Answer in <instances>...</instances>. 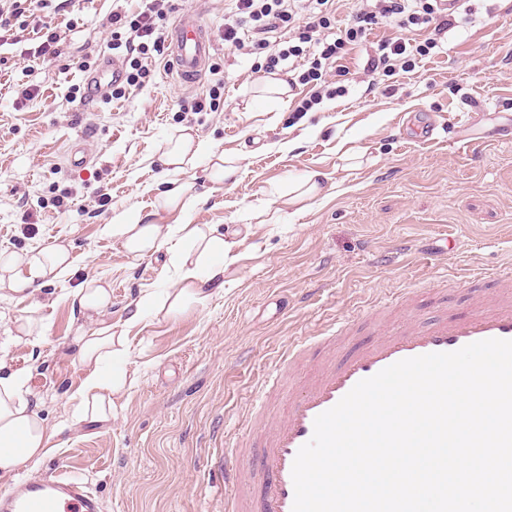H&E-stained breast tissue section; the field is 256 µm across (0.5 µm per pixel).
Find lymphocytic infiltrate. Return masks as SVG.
<instances>
[{"label":"lymphocytic infiltrate","instance_id":"lymphocytic-infiltrate-1","mask_svg":"<svg viewBox=\"0 0 512 512\" xmlns=\"http://www.w3.org/2000/svg\"><path fill=\"white\" fill-rule=\"evenodd\" d=\"M26 2L0 0V31L8 30L15 22L20 30L42 34L34 58L47 62L57 59L61 54L59 35L49 30L46 21H25ZM334 4L335 0H233L224 20V43L260 59V69L267 74L275 73L280 62L301 59L298 81L313 86L314 91L299 101L297 109L309 112L322 100L320 90L326 85L327 64L342 60L352 46L365 41L374 25L386 23L401 29L431 28L438 32L453 25L445 0H360L345 28L335 38L327 39L323 33L332 26ZM172 10L170 0H148L140 12L113 13L112 47L123 52L126 72L123 82L113 85L112 98L125 97L127 87L150 78L152 61L163 52L164 30ZM281 28L292 31V38L269 40V33ZM436 46L433 38L415 44L397 36L382 40L368 69L413 71L417 59L432 55Z\"/></svg>","mask_w":512,"mask_h":512}]
</instances>
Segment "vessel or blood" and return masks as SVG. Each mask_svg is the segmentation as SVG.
<instances>
[{
	"mask_svg": "<svg viewBox=\"0 0 512 512\" xmlns=\"http://www.w3.org/2000/svg\"><path fill=\"white\" fill-rule=\"evenodd\" d=\"M215 45L199 15H181L171 29L168 54L181 83L199 81ZM124 70L117 58H104L88 72L89 99L107 101ZM473 296L465 311L435 299L436 316L402 322L390 331L377 327L379 310L316 336L296 339L255 394L252 416L262 422L257 437L235 450V464L209 470L229 492L230 512H292V465L310 440L315 418L336 405L353 386L385 367L410 357L452 352L485 339L512 340V278L470 281ZM307 369L299 392L289 394L288 412L267 420L269 403L284 392L289 377ZM103 503L88 484L65 467L39 481H22L0 495V512H102Z\"/></svg>",
	"mask_w": 512,
	"mask_h": 512,
	"instance_id": "vessel-or-blood-1",
	"label": "vessel or blood"
}]
</instances>
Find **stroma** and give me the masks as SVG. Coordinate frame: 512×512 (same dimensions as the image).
<instances>
[{
  "mask_svg": "<svg viewBox=\"0 0 512 512\" xmlns=\"http://www.w3.org/2000/svg\"><path fill=\"white\" fill-rule=\"evenodd\" d=\"M133 0H51L42 14L61 37L53 62L30 60L21 45L0 46V249L71 245V275L37 299L0 296V336L15 319L34 316L38 345L0 351L7 370L23 373L49 425L70 414V395L84 369L71 347L84 319L68 297L87 277L107 280L112 304L103 316L127 338L130 388L112 420L61 430L38 463L40 476L73 465L104 512H225L224 490L202 464L222 458L250 433L256 387L299 336L341 325L353 313L397 293L407 305L381 316L383 329L431 311L442 290L464 309L468 274L512 267V0H464L459 25L435 37L440 51L413 72L364 71L389 27L376 25L342 64L349 94L297 111L309 87L294 85L274 102L259 100L267 74L221 38L229 0H177L175 14L202 17L215 40L224 97L214 112H184L214 75L179 83L167 57L151 82L109 102L72 98L83 61L111 53L110 17ZM37 95L17 104L16 92ZM185 128L237 160V183L216 185L206 163L188 170L201 201L188 214L155 208L168 178L160 150ZM483 143L460 148L459 129ZM83 139L92 160L68 167L65 155ZM327 173L308 208L290 205L289 183ZM74 192L69 210L46 202L55 187ZM110 205L99 207L101 194ZM136 208L153 224H209L238 230L236 259L223 292L167 315L134 317L140 291L175 280L166 255L129 262L101 229ZM447 243L433 256L429 248Z\"/></svg>",
  "mask_w": 512,
  "mask_h": 512,
  "instance_id": "35a3bbf8",
  "label": "stroma"
}]
</instances>
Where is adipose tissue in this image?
I'll use <instances>...</instances> for the list:
<instances>
[{
    "label": "adipose tissue",
    "mask_w": 512,
    "mask_h": 512,
    "mask_svg": "<svg viewBox=\"0 0 512 512\" xmlns=\"http://www.w3.org/2000/svg\"><path fill=\"white\" fill-rule=\"evenodd\" d=\"M209 163V178L224 183L238 171L235 159L205 138L189 133L170 140L161 150L160 161L170 178L157 195V206L188 213L197 201L191 181L185 173L198 158ZM104 234L117 241L124 254L140 260L163 252L168 256L177 278L164 290L147 289L134 302L136 315L179 312L191 302H205L211 287L224 278L233 263L238 241L235 233H223L207 224H151L134 220L131 210L117 214ZM69 248L63 245L49 250L31 249L19 255L0 249V291L9 290L34 298L72 268ZM77 356L85 370L84 379L70 400L72 410L67 426L103 422L127 388L120 365L126 356L124 337L114 335L111 325L103 324L72 338ZM27 379L17 372L0 373V480L13 477L25 462L45 455L55 431L41 417L29 399Z\"/></svg>",
    "instance_id": "adipose-tissue-1"
}]
</instances>
